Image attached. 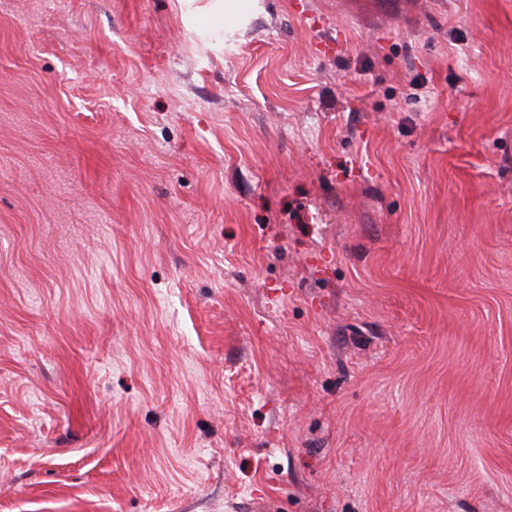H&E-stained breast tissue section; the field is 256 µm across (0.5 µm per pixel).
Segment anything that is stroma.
I'll return each mask as SVG.
<instances>
[{
    "instance_id": "obj_1",
    "label": "stroma",
    "mask_w": 512,
    "mask_h": 512,
    "mask_svg": "<svg viewBox=\"0 0 512 512\" xmlns=\"http://www.w3.org/2000/svg\"><path fill=\"white\" fill-rule=\"evenodd\" d=\"M0 0V512H512V0ZM213 2V12H214V19L215 22L218 25L224 26V18L226 21V17L229 19L244 13L251 11L254 6L255 2L254 0H211Z\"/></svg>"
}]
</instances>
